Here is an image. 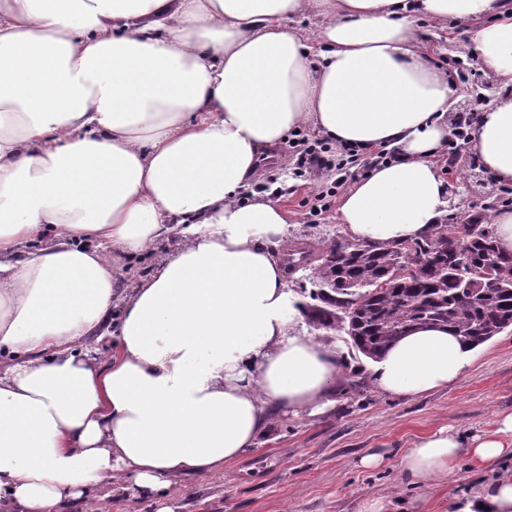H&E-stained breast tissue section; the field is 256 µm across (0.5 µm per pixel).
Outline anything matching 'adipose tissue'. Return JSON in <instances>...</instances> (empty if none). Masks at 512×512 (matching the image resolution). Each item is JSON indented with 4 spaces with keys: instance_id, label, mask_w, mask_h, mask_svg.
Here are the masks:
<instances>
[{
    "instance_id": "obj_1",
    "label": "adipose tissue",
    "mask_w": 512,
    "mask_h": 512,
    "mask_svg": "<svg viewBox=\"0 0 512 512\" xmlns=\"http://www.w3.org/2000/svg\"><path fill=\"white\" fill-rule=\"evenodd\" d=\"M424 20L464 27L500 83L468 146L512 184V0H0V512L117 482L163 499L172 476L252 448L271 411L325 410L339 358L293 332L288 213L253 180L306 126L396 153L342 195L347 237L416 239L443 219L455 89ZM175 227L177 250L118 297L124 261ZM111 319L115 348L92 358ZM478 354L424 327L374 380L418 396ZM464 454L512 458V415L496 435L419 438L401 473L425 492ZM462 512H512V474Z\"/></svg>"
}]
</instances>
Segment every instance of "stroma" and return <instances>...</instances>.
<instances>
[{
    "label": "stroma",
    "mask_w": 512,
    "mask_h": 512,
    "mask_svg": "<svg viewBox=\"0 0 512 512\" xmlns=\"http://www.w3.org/2000/svg\"><path fill=\"white\" fill-rule=\"evenodd\" d=\"M425 35L434 64L448 70L459 58L477 66L462 32L429 27ZM295 168L294 150L285 141L259 173L282 192L289 239H332L341 230L337 209L319 220L309 209L315 194L335 182V170L303 180ZM298 331L335 347L341 359L332 407L317 416L277 414L254 448L223 471L204 478L173 477L166 502L171 512H359L367 497L403 501L406 512H462L481 484L512 472L511 459L475 468L464 457L448 481L426 498L400 477L401 458L418 438L442 428L468 438L491 433L512 415V328L483 344L461 380L418 397L381 392L371 360L353 353L344 334L315 333L305 323ZM370 454L381 458L373 469L360 464Z\"/></svg>",
    "instance_id": "1"
}]
</instances>
